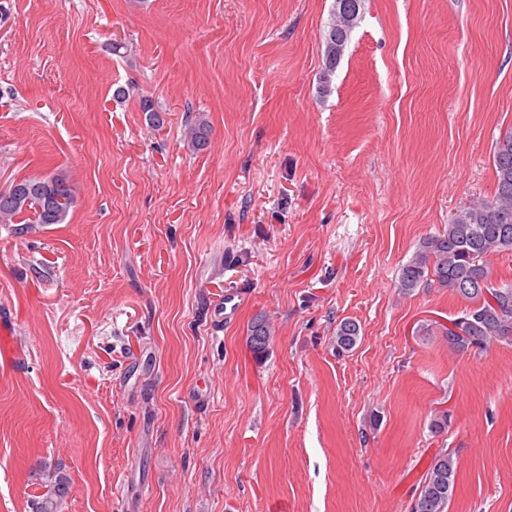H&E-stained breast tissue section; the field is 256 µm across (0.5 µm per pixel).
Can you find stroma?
I'll use <instances>...</instances> for the list:
<instances>
[{"mask_svg": "<svg viewBox=\"0 0 512 512\" xmlns=\"http://www.w3.org/2000/svg\"><path fill=\"white\" fill-rule=\"evenodd\" d=\"M334 2L0 0V190L75 195L0 224V512H410L441 451L445 512H512V344L456 353L419 327L468 301L398 288L494 194L512 0H363L323 94ZM14 185L18 188L14 189ZM47 190L49 197L45 194ZM74 200L64 171L19 179L0 192V224H25L28 229L60 224L68 216ZM274 333L271 323L266 318L260 316L252 322L250 329H248L247 342L257 358L264 356ZM360 337V326L354 320H344L339 323L336 329V351L342 354L343 352L351 351L358 343Z\"/></svg>", "mask_w": 512, "mask_h": 512, "instance_id": "stroma-1", "label": "stroma"}]
</instances>
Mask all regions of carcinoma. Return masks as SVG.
I'll return each mask as SVG.
<instances>
[{"label": "carcinoma", "mask_w": 512, "mask_h": 512, "mask_svg": "<svg viewBox=\"0 0 512 512\" xmlns=\"http://www.w3.org/2000/svg\"><path fill=\"white\" fill-rule=\"evenodd\" d=\"M347 15L333 11L324 34V63L320 90L328 91L330 78L340 64L353 29L361 20L362 0H349ZM141 111L149 126L161 128L165 112L147 97ZM188 141L196 151L207 146L208 124L199 119L188 126ZM495 191L490 199L471 201L455 214L447 229L424 239L401 267L399 289L408 294L418 288L436 286L474 303L464 316L450 325L424 327L426 334H438L448 347L465 353L485 349L495 342L512 343V286L496 288L490 281L489 257L512 251V131L499 138L494 147ZM17 188L0 192V224H23L28 229L61 224L74 204L66 172L14 181ZM274 336L271 323L260 316L248 329L247 342L261 358ZM360 326L344 320L336 329V352L352 350L358 343ZM456 467L452 455L436 454L422 479L411 512H445L453 498Z\"/></svg>", "instance_id": "carcinoma-1"}]
</instances>
